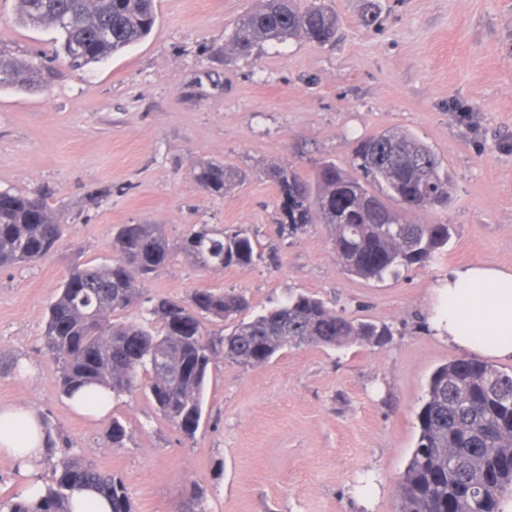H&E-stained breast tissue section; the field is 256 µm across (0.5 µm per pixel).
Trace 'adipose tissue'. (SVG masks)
Wrapping results in <instances>:
<instances>
[{
  "mask_svg": "<svg viewBox=\"0 0 512 512\" xmlns=\"http://www.w3.org/2000/svg\"><path fill=\"white\" fill-rule=\"evenodd\" d=\"M437 336L459 351L512 360V271L486 263L449 270L438 288ZM40 414L25 406L0 407V457L31 466L47 456Z\"/></svg>",
  "mask_w": 512,
  "mask_h": 512,
  "instance_id": "1",
  "label": "adipose tissue"
}]
</instances>
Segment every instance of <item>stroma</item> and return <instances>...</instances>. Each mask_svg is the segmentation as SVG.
<instances>
[{"label":"stroma","instance_id":"stroma-1","mask_svg":"<svg viewBox=\"0 0 512 512\" xmlns=\"http://www.w3.org/2000/svg\"><path fill=\"white\" fill-rule=\"evenodd\" d=\"M366 1L325 0L333 42L244 55L226 38L256 0H154L146 39L74 70L55 32L19 25L15 0H0V45L57 70L44 90L0 91V190H49L64 226L54 252L0 270V407L36 409L59 449L122 478L135 512H398L429 378L459 356L432 328L437 289L458 265L512 270V0H374L377 20L363 26ZM385 129L440 157L448 205L411 219L453 233L439 262L377 282L342 269L324 225L275 234L268 169L349 168L353 139ZM207 162L245 179L211 195L193 179ZM124 224L164 225L174 243L204 224L238 227L263 255L206 270L175 254L143 306L224 289L256 314L304 292L392 338L256 367L214 360L191 439L141 393L115 398L109 417L79 416L43 348L47 309L71 268L111 262ZM115 418L128 430L120 448L107 438Z\"/></svg>","mask_w":512,"mask_h":512}]
</instances>
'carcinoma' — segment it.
Returning <instances> with one entry per match:
<instances>
[{"mask_svg":"<svg viewBox=\"0 0 512 512\" xmlns=\"http://www.w3.org/2000/svg\"><path fill=\"white\" fill-rule=\"evenodd\" d=\"M17 21L59 36L72 68L102 63L146 38L157 15L153 0H17ZM302 37L324 44L336 37V14L324 0H261L227 36L241 54L262 42ZM53 72L42 58L20 59L0 45V89L48 87ZM283 220L279 236L322 224L336 260L350 275L382 281L401 268L427 266L444 253L448 224H416L415 211L448 204V171L437 154L405 131L357 138L351 168L322 163L310 181L290 166L269 170ZM194 180L222 196L241 175L207 163ZM48 191L0 190V269L27 264L52 252L62 236ZM112 262L73 268L48 309L43 347L70 397L103 387L113 396L142 391L160 415L185 437L199 428L208 367L219 356L260 366L276 354L311 345L345 348L380 345L389 327L355 321L312 295L298 293L246 319L245 295L201 289L185 301L158 297L141 321L115 323L114 314L140 304L149 279L180 251L202 268H248L262 260L243 231L201 226L170 243L161 224H125L117 232ZM211 318L232 325L220 337L204 333ZM418 435L398 481V512H505L512 501V374L473 357L452 359L431 374L417 413ZM125 426L112 420L108 438L121 448ZM87 486L133 512L121 477L70 455L58 457L45 493L35 501H0V512H71L69 493Z\"/></svg>","mask_w":512,"mask_h":512,"instance_id":"carcinoma-1","label":"carcinoma"}]
</instances>
